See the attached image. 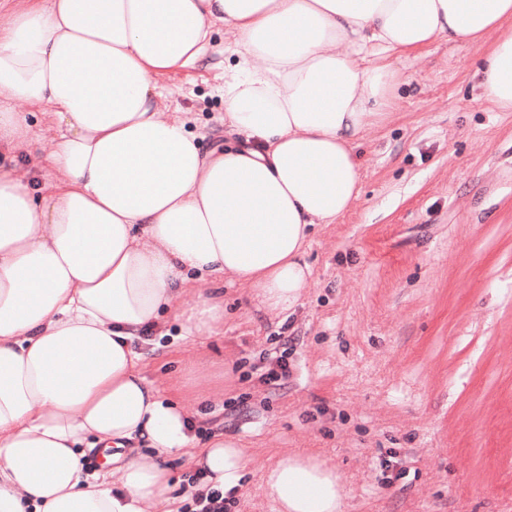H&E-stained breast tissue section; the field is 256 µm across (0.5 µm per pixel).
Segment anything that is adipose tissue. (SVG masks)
<instances>
[{
	"label": "adipose tissue",
	"instance_id": "obj_1",
	"mask_svg": "<svg viewBox=\"0 0 512 512\" xmlns=\"http://www.w3.org/2000/svg\"><path fill=\"white\" fill-rule=\"evenodd\" d=\"M219 24L239 141L205 152L186 119L160 118L158 79L198 61ZM442 39L487 45L480 98L511 111L512 0H43L0 28V145L61 175L38 194L0 162V512H171L168 456L238 487L242 448L196 444L133 341L164 309L183 335H219L222 295L176 301L225 274L293 308L313 227L360 198L355 141L390 107L397 61ZM17 100L47 107V156ZM95 448L112 449L121 488L88 471ZM265 489L278 512H343L312 456L280 459Z\"/></svg>",
	"mask_w": 512,
	"mask_h": 512
}]
</instances>
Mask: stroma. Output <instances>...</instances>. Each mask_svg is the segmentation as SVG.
Wrapping results in <instances>:
<instances>
[{"label":"stroma","mask_w":512,"mask_h":512,"mask_svg":"<svg viewBox=\"0 0 512 512\" xmlns=\"http://www.w3.org/2000/svg\"><path fill=\"white\" fill-rule=\"evenodd\" d=\"M212 46L158 100L206 150L233 140L223 27ZM483 53L443 39L399 61L391 108L357 139L362 194L314 227L294 308L228 276L218 336L181 337L167 314L136 339L196 439L245 448L227 512H276L264 477L292 453L335 468L344 512H512V112L478 99ZM283 353L274 390L255 370Z\"/></svg>","instance_id":"1"}]
</instances>
